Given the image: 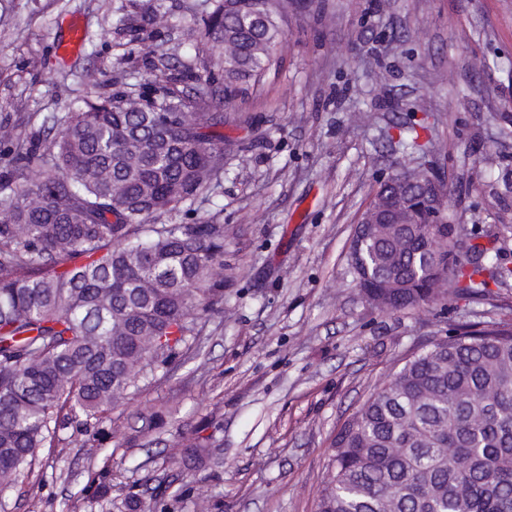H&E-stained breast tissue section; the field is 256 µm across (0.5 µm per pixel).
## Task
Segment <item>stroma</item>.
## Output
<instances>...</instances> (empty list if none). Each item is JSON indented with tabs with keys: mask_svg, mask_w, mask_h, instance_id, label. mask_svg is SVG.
<instances>
[{
	"mask_svg": "<svg viewBox=\"0 0 512 512\" xmlns=\"http://www.w3.org/2000/svg\"><path fill=\"white\" fill-rule=\"evenodd\" d=\"M279 66L223 105L224 179L163 224L224 227V306L199 323L197 351L120 400L96 455L74 443L20 483L4 511L109 512L88 503L89 467L112 463L113 495L147 512H317L330 445L375 386L465 322H512V280L490 302L451 296L373 308L350 270L360 211L384 175L439 172L443 215L512 260V0H282ZM205 0H0V121L17 134L77 108L85 79L111 83L151 59L185 72L184 90L223 89L224 45ZM145 26L130 42L120 17ZM84 35L61 59L67 19ZM150 46L143 56L142 46ZM426 122L414 153L397 126ZM153 437L140 428L152 413ZM212 436L217 467L181 452Z\"/></svg>",
	"mask_w": 512,
	"mask_h": 512,
	"instance_id": "35a3bbf8",
	"label": "stroma"
}]
</instances>
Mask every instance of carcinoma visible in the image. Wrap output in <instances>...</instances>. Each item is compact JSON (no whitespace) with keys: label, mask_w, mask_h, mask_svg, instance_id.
I'll use <instances>...</instances> for the list:
<instances>
[{"label":"carcinoma","mask_w":512,"mask_h":512,"mask_svg":"<svg viewBox=\"0 0 512 512\" xmlns=\"http://www.w3.org/2000/svg\"><path fill=\"white\" fill-rule=\"evenodd\" d=\"M224 98L182 75L91 77L82 105L30 132L0 170V503L41 450L96 453L112 409L154 379L224 303V225L157 224L224 177V113L278 62V0H220ZM423 124L400 132L417 150ZM428 171L401 195L408 224L362 246L364 293L398 285L392 310L447 294L487 300L512 278L479 233L463 236L419 202ZM318 512H512V323L468 322L405 360L336 430ZM212 458L210 437L183 450ZM114 512H141L128 494Z\"/></svg>","instance_id":"obj_1"}]
</instances>
